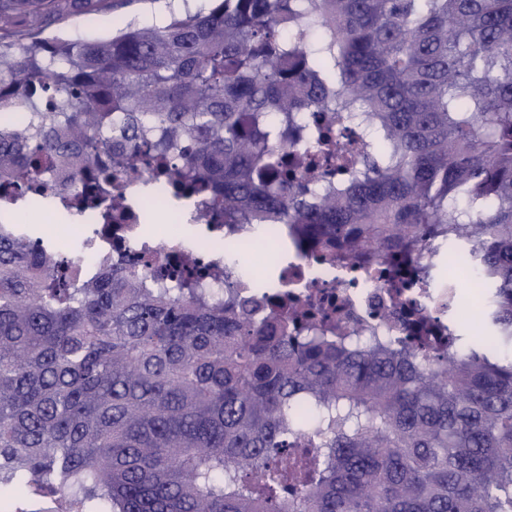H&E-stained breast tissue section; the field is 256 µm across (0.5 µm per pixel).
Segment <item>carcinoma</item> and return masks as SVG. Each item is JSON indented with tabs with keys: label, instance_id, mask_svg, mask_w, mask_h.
Segmentation results:
<instances>
[{
	"label": "carcinoma",
	"instance_id": "obj_1",
	"mask_svg": "<svg viewBox=\"0 0 512 512\" xmlns=\"http://www.w3.org/2000/svg\"><path fill=\"white\" fill-rule=\"evenodd\" d=\"M0 0V199L61 174L204 189L326 261L466 239L485 335L353 336L230 273L82 268L0 204L14 512H512V0H216L94 40ZM22 109L25 122L5 116ZM120 197L96 196L107 221Z\"/></svg>",
	"mask_w": 512,
	"mask_h": 512
}]
</instances>
